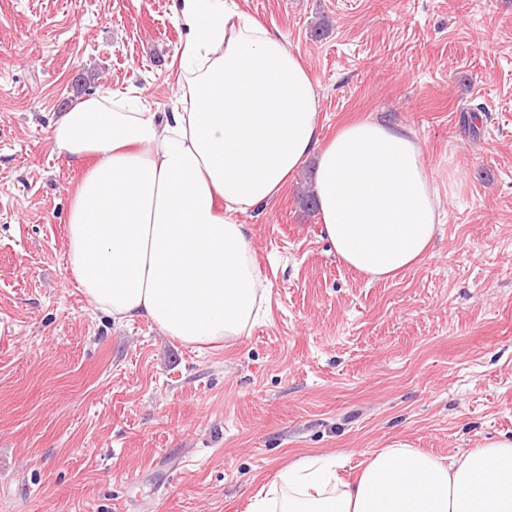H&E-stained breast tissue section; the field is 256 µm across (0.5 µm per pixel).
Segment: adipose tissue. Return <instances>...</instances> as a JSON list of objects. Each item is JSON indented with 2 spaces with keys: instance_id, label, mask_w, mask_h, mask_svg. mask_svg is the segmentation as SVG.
<instances>
[{
  "instance_id": "1",
  "label": "adipose tissue",
  "mask_w": 512,
  "mask_h": 512,
  "mask_svg": "<svg viewBox=\"0 0 512 512\" xmlns=\"http://www.w3.org/2000/svg\"><path fill=\"white\" fill-rule=\"evenodd\" d=\"M178 18L187 36L172 111L92 96L51 127L53 152L84 172L68 259L92 308L191 346L242 336L269 287L237 216L274 200L309 161L339 261L389 280L428 255L440 196L409 130L367 118L323 141L313 80L281 37L222 0H180ZM342 465L297 459L279 474L278 510L263 497L252 512H512V439L448 458L386 448L352 484Z\"/></svg>"
}]
</instances>
